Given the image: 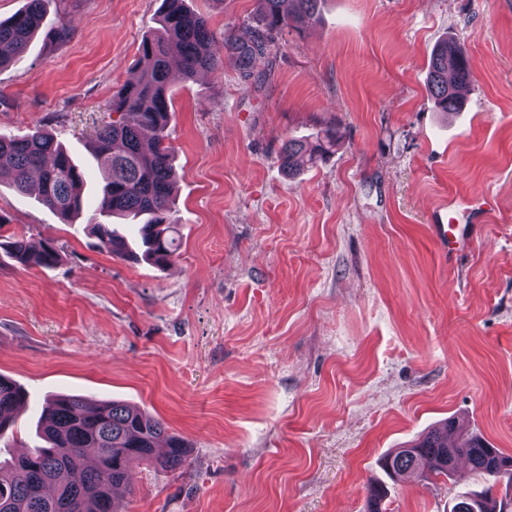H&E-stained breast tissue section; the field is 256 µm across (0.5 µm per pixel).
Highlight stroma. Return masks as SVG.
Wrapping results in <instances>:
<instances>
[{
    "instance_id": "1",
    "label": "stroma",
    "mask_w": 512,
    "mask_h": 512,
    "mask_svg": "<svg viewBox=\"0 0 512 512\" xmlns=\"http://www.w3.org/2000/svg\"><path fill=\"white\" fill-rule=\"evenodd\" d=\"M216 47L250 40L255 0H186ZM162 0H47L62 42L35 37L0 69V135L51 131L84 173L73 223L0 183V235L59 254L0 253V375L28 402L0 459L39 445L56 395L121 401L188 444L170 471L134 463L127 512H450L481 490L452 478L391 482L382 459L453 418L512 456V0H321L249 71L174 72L177 172L171 264L103 251L86 224L104 172L90 134L139 73ZM465 44L460 111L427 91L434 49ZM326 161L288 177L283 143ZM487 197L470 249L441 258L432 213ZM336 147V135L332 129H326L323 137H320L314 149H307L305 141L298 138L288 139L282 146V164L293 172L304 164H316L324 161L331 155ZM0 250H3L7 257L23 265H37L40 267L53 266L58 255L55 248L49 244L39 249L33 248L26 236L13 234L6 239L0 236Z\"/></svg>"
}]
</instances>
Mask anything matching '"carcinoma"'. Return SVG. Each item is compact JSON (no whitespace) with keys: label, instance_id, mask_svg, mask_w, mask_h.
Returning a JSON list of instances; mask_svg holds the SVG:
<instances>
[{"label":"carcinoma","instance_id":"obj_1","mask_svg":"<svg viewBox=\"0 0 512 512\" xmlns=\"http://www.w3.org/2000/svg\"><path fill=\"white\" fill-rule=\"evenodd\" d=\"M46 0H27L23 10L0 20V67L19 60L34 34L41 30L51 41L70 34L66 23L44 24ZM320 0H257V35L250 42L224 38V48L236 66L249 68L273 44L274 35L311 18ZM213 38L205 17L192 11L186 0H164L159 28L139 46L142 67L138 81L124 85L112 96L117 118L94 130L91 151L107 170L105 184L91 224L99 246L116 257L134 251L114 226L139 225L141 246L157 265L175 254L170 233L175 189L169 61L179 60L191 78L201 71L224 69V58L212 50ZM472 79L465 45L454 39L439 44L431 57L427 90L442 112H454L462 91ZM336 147V135L326 129L315 148L290 138L282 146V164L293 172L304 164L324 161ZM8 179L16 191L37 192V200L62 220L77 216L83 206L82 173L66 147L52 134L36 128L14 137H0V181ZM0 250L23 265L50 267L58 260L55 248H33L26 236L0 238ZM25 391L0 376V435L23 405ZM46 442L17 457L0 460V512H123L113 489L130 483L132 462L157 464L177 470L187 462L185 441L167 432L164 424L119 401L93 406L77 396L48 400L39 429ZM464 458L492 485L479 494L458 496L452 512H497L493 483L512 484V457L503 455L483 438L468 435L452 422L441 423L408 448H398L383 459L389 476L397 480L431 463V474L450 477L455 461ZM387 490L370 487L365 512H385Z\"/></svg>","mask_w":512,"mask_h":512}]
</instances>
